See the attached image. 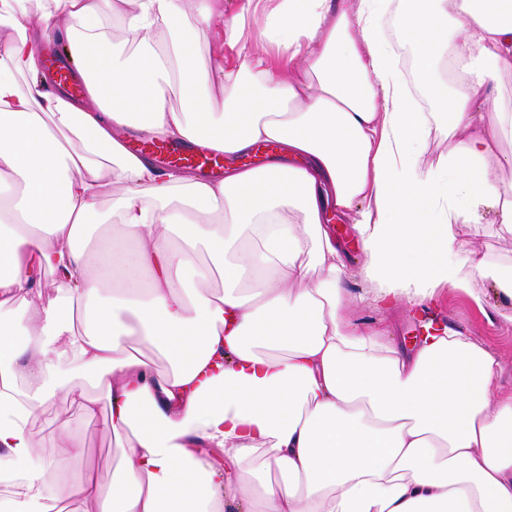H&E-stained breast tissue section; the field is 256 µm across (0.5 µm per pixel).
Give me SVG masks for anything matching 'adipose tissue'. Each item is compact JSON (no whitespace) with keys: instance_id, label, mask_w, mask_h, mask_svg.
I'll return each mask as SVG.
<instances>
[{"instance_id":"obj_1","label":"adipose tissue","mask_w":512,"mask_h":512,"mask_svg":"<svg viewBox=\"0 0 512 512\" xmlns=\"http://www.w3.org/2000/svg\"><path fill=\"white\" fill-rule=\"evenodd\" d=\"M389 13L433 116L379 36ZM190 14L219 29L210 67ZM55 30L80 97L39 50ZM0 31V512H512L500 357L441 325L410 352L354 327L325 225L330 208L352 217L378 311L479 277L512 299V266L454 234L489 205L512 235V182L491 162L512 113L491 131L476 110L512 71V0H0ZM228 46L247 52L230 69ZM435 127L448 150L433 162ZM143 137L281 151L215 180L158 169L129 148ZM116 254L126 294L100 284ZM61 396L131 433L111 485L62 477L81 441L37 448Z\"/></svg>"}]
</instances>
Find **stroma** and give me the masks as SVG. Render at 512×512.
Returning <instances> with one entry per match:
<instances>
[{"instance_id": "stroma-1", "label": "stroma", "mask_w": 512, "mask_h": 512, "mask_svg": "<svg viewBox=\"0 0 512 512\" xmlns=\"http://www.w3.org/2000/svg\"><path fill=\"white\" fill-rule=\"evenodd\" d=\"M330 230L346 266L343 286L357 298L349 309L353 322L408 345L417 336L422 317H429L498 355L503 364L499 384L503 390H512V300L499 295L491 281L476 279L475 289L482 295L478 303L465 292L447 291L428 306H401L383 315L358 301L369 284L358 274L361 254L351 218H337ZM456 238L458 243L475 246L493 261L512 263V236L499 232L492 209L482 210L479 223L459 225ZM34 435L39 448L49 455L57 453L61 437L83 441L86 455L74 463V470L93 469L105 483L111 481L127 442L126 435L112 433L105 416L85 419L63 397L35 424Z\"/></svg>"}]
</instances>
